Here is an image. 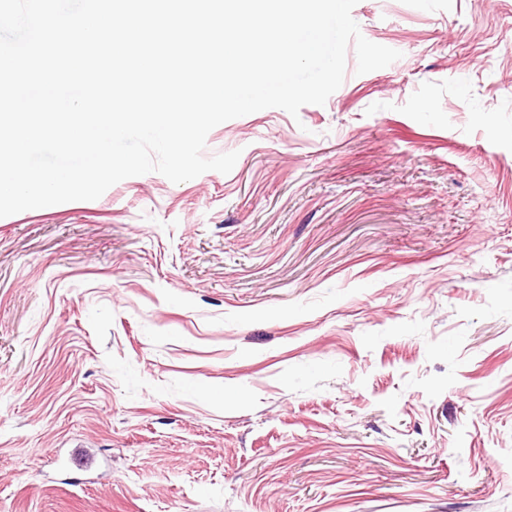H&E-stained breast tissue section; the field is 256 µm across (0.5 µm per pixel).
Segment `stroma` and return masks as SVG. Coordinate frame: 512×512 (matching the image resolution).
I'll use <instances>...</instances> for the list:
<instances>
[{
  "mask_svg": "<svg viewBox=\"0 0 512 512\" xmlns=\"http://www.w3.org/2000/svg\"><path fill=\"white\" fill-rule=\"evenodd\" d=\"M352 16L230 173L0 217V512H512V0Z\"/></svg>",
  "mask_w": 512,
  "mask_h": 512,
  "instance_id": "35a3bbf8",
  "label": "stroma"
}]
</instances>
